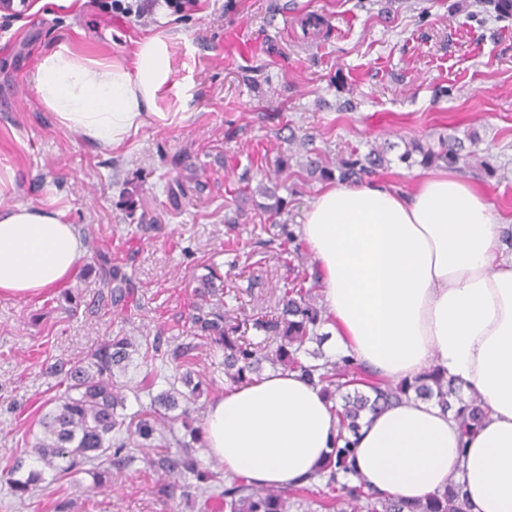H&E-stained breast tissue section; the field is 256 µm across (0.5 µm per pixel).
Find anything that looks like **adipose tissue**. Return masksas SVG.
Listing matches in <instances>:
<instances>
[{
	"instance_id": "1",
	"label": "adipose tissue",
	"mask_w": 512,
	"mask_h": 512,
	"mask_svg": "<svg viewBox=\"0 0 512 512\" xmlns=\"http://www.w3.org/2000/svg\"><path fill=\"white\" fill-rule=\"evenodd\" d=\"M177 71L171 36L139 42L132 63L59 42L30 77L42 108L101 150L149 119ZM16 172L0 166V295L61 285L84 246L54 204L12 202ZM507 225L454 170L412 189L381 181L330 185L311 200L299 233L320 271L328 325L344 354L389 381L435 368L478 395L481 428L463 436L435 402L363 419L354 462L371 492L410 503L462 484L471 512H512V257ZM204 448L215 465L259 486L311 474L339 442L333 403L298 373L274 371L225 390L207 408Z\"/></svg>"
}]
</instances>
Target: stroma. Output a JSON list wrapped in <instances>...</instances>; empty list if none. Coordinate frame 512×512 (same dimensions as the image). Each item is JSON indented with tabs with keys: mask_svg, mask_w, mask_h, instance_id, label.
<instances>
[{
	"mask_svg": "<svg viewBox=\"0 0 512 512\" xmlns=\"http://www.w3.org/2000/svg\"><path fill=\"white\" fill-rule=\"evenodd\" d=\"M98 2L28 0L12 19L0 10V164L18 174L16 202H54L91 229L123 262L134 297L122 312L91 309L94 269L30 299L0 296V469L37 429L43 401L61 394L50 372L58 358L87 359L120 331L176 330L192 341L204 265L223 279L235 316L273 310L290 257L255 245L269 222L261 189L286 198L285 219L301 223L324 185L305 170L307 149L331 166L386 140L457 138L469 154L459 173L512 220L511 18L480 12L476 0H197L178 15L158 0L138 20ZM159 32L178 38L175 84L161 104L177 109L190 88L186 120L150 121L103 151L58 126L29 88L57 40L128 63L138 42ZM446 86L450 95H441ZM235 212L227 230L224 216ZM144 469L136 460L103 488L76 474L71 512H199Z\"/></svg>",
	"mask_w": 512,
	"mask_h": 512,
	"instance_id": "1",
	"label": "stroma"
}]
</instances>
